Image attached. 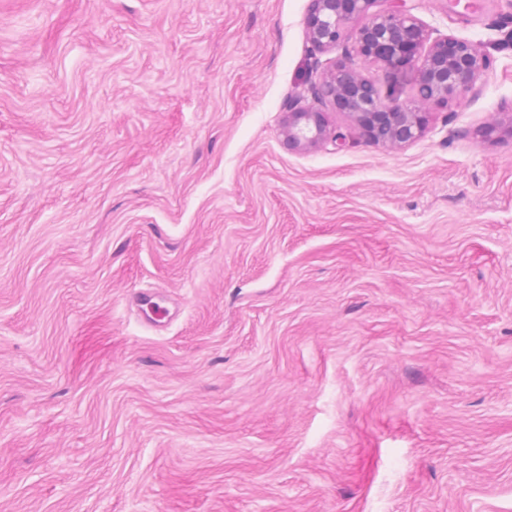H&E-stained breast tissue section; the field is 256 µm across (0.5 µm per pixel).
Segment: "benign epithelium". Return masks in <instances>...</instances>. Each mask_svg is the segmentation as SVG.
I'll return each instance as SVG.
<instances>
[{"mask_svg":"<svg viewBox=\"0 0 512 512\" xmlns=\"http://www.w3.org/2000/svg\"><path fill=\"white\" fill-rule=\"evenodd\" d=\"M305 28L312 50L341 51L325 69L315 71L305 106L288 104L281 124L290 151H309L335 139L327 110L340 112L367 141L401 149L425 132V109L448 105L476 90L490 68V57L471 40L432 36L407 0H310ZM376 64L387 85L352 62ZM407 77L410 99L401 98L398 78Z\"/></svg>","mask_w":512,"mask_h":512,"instance_id":"7a95c632","label":"benign epithelium"}]
</instances>
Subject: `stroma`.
I'll return each instance as SVG.
<instances>
[{
	"mask_svg": "<svg viewBox=\"0 0 512 512\" xmlns=\"http://www.w3.org/2000/svg\"><path fill=\"white\" fill-rule=\"evenodd\" d=\"M308 5L0 0V512H512V0H412L493 59L419 140L291 152Z\"/></svg>",
	"mask_w": 512,
	"mask_h": 512,
	"instance_id": "1",
	"label": "stroma"
}]
</instances>
